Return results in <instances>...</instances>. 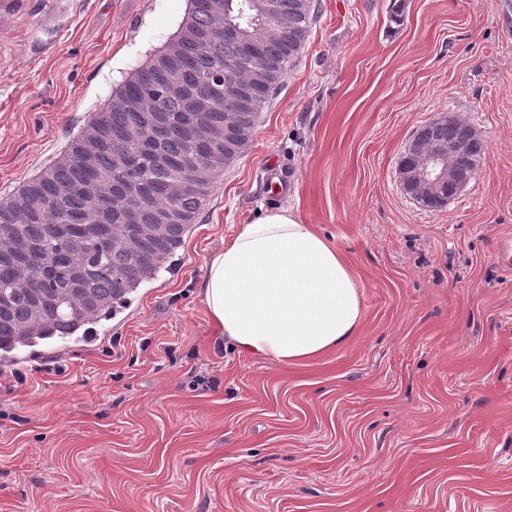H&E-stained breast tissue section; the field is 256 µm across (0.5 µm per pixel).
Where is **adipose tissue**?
I'll return each instance as SVG.
<instances>
[{
    "label": "adipose tissue",
    "instance_id": "1",
    "mask_svg": "<svg viewBox=\"0 0 512 512\" xmlns=\"http://www.w3.org/2000/svg\"><path fill=\"white\" fill-rule=\"evenodd\" d=\"M199 292L219 339L284 366L348 343L362 320L351 266L288 207L240 225L208 261Z\"/></svg>",
    "mask_w": 512,
    "mask_h": 512
}]
</instances>
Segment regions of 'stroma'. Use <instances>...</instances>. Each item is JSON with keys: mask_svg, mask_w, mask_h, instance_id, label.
Returning a JSON list of instances; mask_svg holds the SVG:
<instances>
[{"mask_svg": "<svg viewBox=\"0 0 512 512\" xmlns=\"http://www.w3.org/2000/svg\"><path fill=\"white\" fill-rule=\"evenodd\" d=\"M0 32V199L178 28L187 0H47ZM303 53L171 272L93 337L1 365L0 512H512V0H318ZM485 145L443 209L402 190L419 127ZM289 206L347 255L354 339L283 366L219 343L197 283ZM61 374L31 373L36 359Z\"/></svg>", "mask_w": 512, "mask_h": 512, "instance_id": "stroma-1", "label": "stroma"}]
</instances>
